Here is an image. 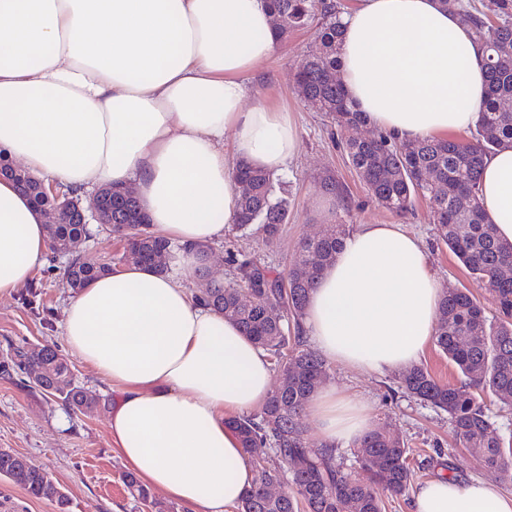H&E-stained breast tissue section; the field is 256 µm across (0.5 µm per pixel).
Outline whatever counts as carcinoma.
I'll return each instance as SVG.
<instances>
[{"mask_svg": "<svg viewBox=\"0 0 512 512\" xmlns=\"http://www.w3.org/2000/svg\"><path fill=\"white\" fill-rule=\"evenodd\" d=\"M461 22L480 34L487 72V98L479 111L472 139L430 137L397 143L381 132L357 138L350 131L366 126L367 115L348 98L336 72L342 41L341 4L337 0H270L276 27L283 36L315 27L314 46L296 75L300 98L320 112L344 139L349 164L372 197L397 214L415 200H429L441 239L470 277L491 288L499 315L484 308L461 288L446 290L439 306L435 346L455 364L458 384L442 383L425 368L412 366L398 377V387L448 413L463 448L479 464L495 469L512 484V441L498 434L484 397L512 408V242L501 239L478 201L484 158L512 148V0H497V21L491 22L468 0H438ZM433 174V181L425 174ZM234 174L248 185L239 198L237 228H256L268 241L288 223V198L278 192L274 175L239 161ZM0 175L15 182L41 210L55 206L37 178L13 168L0 155ZM112 234L125 242L117 261L76 257L66 266L74 290L112 273L116 263L132 262L171 271L181 246L150 230L137 198L112 186L106 200ZM53 249L76 246L91 234L89 225L70 212L46 225ZM346 225L329 224L316 239L302 243L288 272L275 275L250 258L227 253L237 282L210 280L196 271L200 287L195 298L232 320L268 355L279 374L262 409L229 418L241 447L249 455L254 481L237 503V512H383L381 492L404 495L413 477L409 449L403 439L379 428L354 445L351 468L339 461L338 448L310 441L303 417L313 394L328 374L327 363L307 348L302 319L316 278L342 250ZM13 366L31 375L36 387L48 391L70 411L84 416L103 408L101 401L68 379L70 366L55 350H13ZM269 447L278 459L256 458L255 449ZM0 478L21 486L30 496L55 503L66 512L68 497L50 474L26 464L16 452L0 448ZM288 479L289 493L274 497L269 487ZM130 494L157 512L165 506L151 500L149 489L133 474L125 476Z\"/></svg>", "mask_w": 512, "mask_h": 512, "instance_id": "carcinoma-1", "label": "carcinoma"}]
</instances>
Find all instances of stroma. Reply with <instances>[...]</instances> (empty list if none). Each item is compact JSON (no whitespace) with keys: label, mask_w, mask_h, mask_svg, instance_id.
Returning a JSON list of instances; mask_svg holds the SVG:
<instances>
[{"label":"stroma","mask_w":512,"mask_h":512,"mask_svg":"<svg viewBox=\"0 0 512 512\" xmlns=\"http://www.w3.org/2000/svg\"><path fill=\"white\" fill-rule=\"evenodd\" d=\"M313 38L312 31L303 30L282 40L280 50L250 77L246 99L247 105L288 113L296 127L297 153L281 176L289 192V221L273 241L253 230L225 229L223 239L212 243L207 254L210 278L224 282L233 278L234 271L225 261L229 249L284 272L301 242L319 235L326 225L399 223L421 239L442 287L469 288L487 316H496L489 291L469 276L439 239L428 201L417 199L413 212L402 217L379 205L350 166L328 119L297 96L295 75ZM329 177L347 193L348 207H339L335 193L325 189ZM65 263V257L46 253L29 282L0 298V361L18 346L28 350L49 346L67 354L62 326L73 292L64 277ZM326 382L364 399L377 426L407 441L415 484L439 475L460 480L478 477L512 495V484L502 482L498 471L467 457L447 414L402 393L395 373H366L333 364ZM108 419L105 411L93 416L71 414L60 401L35 388L31 377L17 370L0 372V448L16 451L49 472L69 498L67 512H149L122 481L128 468L111 450Z\"/></svg>","instance_id":"35a3bbf8"}]
</instances>
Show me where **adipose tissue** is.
<instances>
[{
  "label": "adipose tissue",
  "instance_id": "obj_1",
  "mask_svg": "<svg viewBox=\"0 0 512 512\" xmlns=\"http://www.w3.org/2000/svg\"><path fill=\"white\" fill-rule=\"evenodd\" d=\"M340 78L371 125L401 141L475 127L485 66L473 31L437 0H356L342 18ZM280 46L266 0H0V155L85 192L131 186L153 231L181 244L180 274L130 264L64 309L70 353L118 394L111 447L146 486L191 512H224L253 481L229 416L261 408L266 354L182 276L236 223L230 158L273 174L297 151L287 115L246 107L247 79ZM233 157H226L225 142ZM478 198L512 241V149L487 155ZM46 216L0 180V297L30 281ZM441 290L420 241L398 224H360L319 275L302 329L327 361L396 372L436 332ZM325 444L374 427L333 386L309 405ZM413 512H512L483 479L433 478Z\"/></svg>",
  "mask_w": 512,
  "mask_h": 512
}]
</instances>
